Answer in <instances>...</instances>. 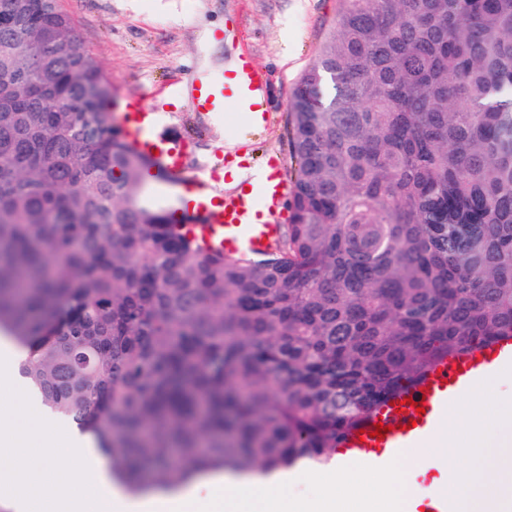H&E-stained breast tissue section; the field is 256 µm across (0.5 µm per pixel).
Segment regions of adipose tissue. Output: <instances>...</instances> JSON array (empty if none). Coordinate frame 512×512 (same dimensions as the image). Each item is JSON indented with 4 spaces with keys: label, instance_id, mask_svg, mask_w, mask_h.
Listing matches in <instances>:
<instances>
[{
    "label": "adipose tissue",
    "instance_id": "adipose-tissue-1",
    "mask_svg": "<svg viewBox=\"0 0 512 512\" xmlns=\"http://www.w3.org/2000/svg\"><path fill=\"white\" fill-rule=\"evenodd\" d=\"M17 359L11 339H0V400L20 409L30 398L16 386ZM504 378L498 371L483 376L471 387L472 400L450 403L447 428L429 438L423 454L427 468L437 470L444 468L446 451L461 459L460 467L440 479L457 512H505L512 504V484L500 474L503 463L491 457L492 449L512 446V408L482 402ZM85 457L86 447L67 420L35 434L0 409V499L13 512H392L402 497L414 507L425 498L406 481L382 482L379 468L342 462L323 472L320 493L307 502L289 496L287 481L224 472L138 499L109 484L107 472L87 471ZM63 460L71 476L57 471ZM241 490L256 494V502L238 498Z\"/></svg>",
    "mask_w": 512,
    "mask_h": 512
}]
</instances>
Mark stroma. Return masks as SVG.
I'll use <instances>...</instances> for the list:
<instances>
[{
    "mask_svg": "<svg viewBox=\"0 0 512 512\" xmlns=\"http://www.w3.org/2000/svg\"><path fill=\"white\" fill-rule=\"evenodd\" d=\"M74 21L77 44L101 65L117 112L131 100L155 102L199 65L229 62L248 50L268 75L267 125L247 127L240 112L162 116L164 131L192 140L190 167L201 170L216 149L247 144L252 164L278 157L283 175L294 160L287 142L293 88L334 19L337 0H59Z\"/></svg>",
    "mask_w": 512,
    "mask_h": 512,
    "instance_id": "obj_1",
    "label": "stroma"
}]
</instances>
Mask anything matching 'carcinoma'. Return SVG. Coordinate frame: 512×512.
I'll use <instances>...</instances> for the list:
<instances>
[{
  "label": "carcinoma",
  "mask_w": 512,
  "mask_h": 512,
  "mask_svg": "<svg viewBox=\"0 0 512 512\" xmlns=\"http://www.w3.org/2000/svg\"><path fill=\"white\" fill-rule=\"evenodd\" d=\"M339 2L288 103V229L246 261L157 202L58 0H0V331L131 495L326 465L512 337V0Z\"/></svg>",
  "instance_id": "1"
}]
</instances>
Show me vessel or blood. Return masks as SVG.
<instances>
[{
	"label": "vessel or blood",
	"instance_id": "obj_1",
	"mask_svg": "<svg viewBox=\"0 0 512 512\" xmlns=\"http://www.w3.org/2000/svg\"><path fill=\"white\" fill-rule=\"evenodd\" d=\"M161 97L169 106L187 101L196 112H220L231 106L251 126L265 124L269 118L267 73L246 52L239 53L231 67L197 69L185 83L162 92ZM124 119L129 139L150 159L155 173L169 180L180 177L187 142L160 131L158 108L135 102L128 106ZM190 187L199 201L189 215L213 249L249 258L272 247L279 235L277 215L288 197V182L278 172H271L250 191H227L219 196L214 187L200 180L191 181ZM500 361L512 362V338L437 363L420 384L406 390L405 400L386 406L377 420L365 422L362 430L348 435L342 443L347 460L373 465L380 453L395 457L407 448L423 454L428 422L442 416L449 402L466 394L477 378ZM418 401L423 402V411H416ZM379 422L388 428L380 441L372 437Z\"/></svg>",
	"mask_w": 512,
	"mask_h": 512
}]
</instances>
